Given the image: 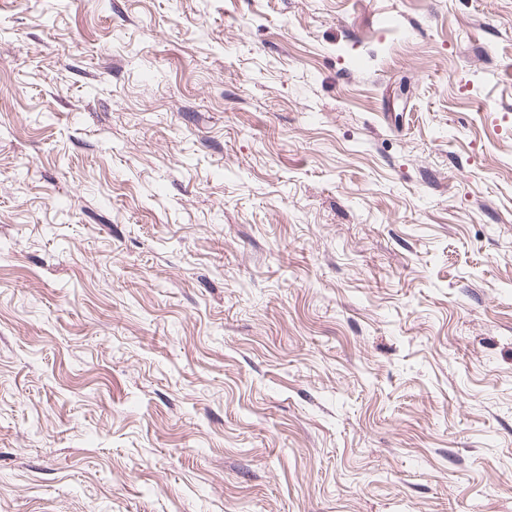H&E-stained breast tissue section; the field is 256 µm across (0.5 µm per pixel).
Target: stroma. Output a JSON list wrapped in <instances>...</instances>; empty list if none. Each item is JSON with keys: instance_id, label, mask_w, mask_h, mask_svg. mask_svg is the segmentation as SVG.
Returning a JSON list of instances; mask_svg holds the SVG:
<instances>
[{"instance_id": "stroma-1", "label": "stroma", "mask_w": 512, "mask_h": 512, "mask_svg": "<svg viewBox=\"0 0 512 512\" xmlns=\"http://www.w3.org/2000/svg\"><path fill=\"white\" fill-rule=\"evenodd\" d=\"M0 512H512V0H0Z\"/></svg>"}]
</instances>
